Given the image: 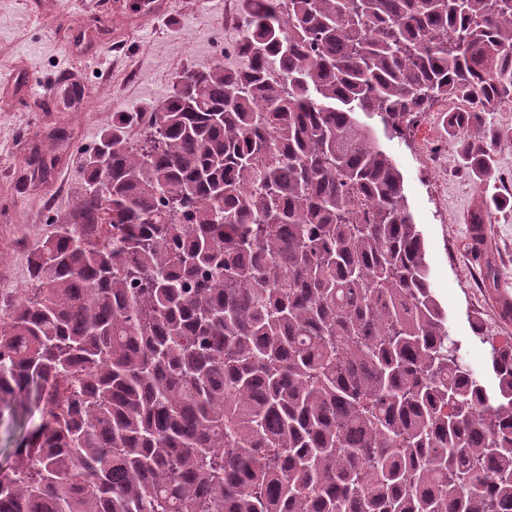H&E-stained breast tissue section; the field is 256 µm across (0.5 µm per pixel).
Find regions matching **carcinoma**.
Here are the masks:
<instances>
[{"label": "carcinoma", "mask_w": 512, "mask_h": 512, "mask_svg": "<svg viewBox=\"0 0 512 512\" xmlns=\"http://www.w3.org/2000/svg\"><path fill=\"white\" fill-rule=\"evenodd\" d=\"M242 2L246 63L114 114L0 316V405L41 414L0 512H512V340L473 324L493 395L359 118L458 102L486 180L512 0Z\"/></svg>", "instance_id": "1"}]
</instances>
